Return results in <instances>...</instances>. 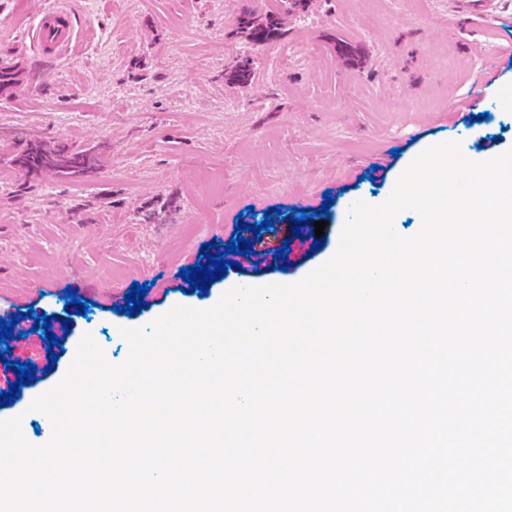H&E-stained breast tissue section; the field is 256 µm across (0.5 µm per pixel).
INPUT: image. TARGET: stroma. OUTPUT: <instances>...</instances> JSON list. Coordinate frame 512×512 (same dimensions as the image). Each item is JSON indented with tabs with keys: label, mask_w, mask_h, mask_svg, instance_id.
<instances>
[{
	"label": "stroma",
	"mask_w": 512,
	"mask_h": 512,
	"mask_svg": "<svg viewBox=\"0 0 512 512\" xmlns=\"http://www.w3.org/2000/svg\"><path fill=\"white\" fill-rule=\"evenodd\" d=\"M91 30L71 57L39 54L27 32L53 0H0V60L22 81L0 95V314L68 320L61 356L42 335L11 352L36 365L12 418L56 385L84 334L107 360L129 355L124 328H149L177 305L219 301L237 286L291 284L328 261L353 203L376 205L426 148L460 142L471 159L512 148V0L493 16L459 0H310L265 47L235 34L243 8L278 0H66ZM354 57L341 56L338 41ZM239 65L249 84L227 79ZM497 73L478 111L467 99L483 69ZM98 148L97 174L58 182L15 166L17 141ZM332 197L319 250L294 240L287 266L249 258L207 292L183 290L182 268L237 222L278 209L270 236ZM145 308L120 313L135 282ZM82 296L76 314L66 292Z\"/></svg>",
	"instance_id": "obj_1"
}]
</instances>
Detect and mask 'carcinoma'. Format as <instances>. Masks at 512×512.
<instances>
[{
	"instance_id": "carcinoma-1",
	"label": "carcinoma",
	"mask_w": 512,
	"mask_h": 512,
	"mask_svg": "<svg viewBox=\"0 0 512 512\" xmlns=\"http://www.w3.org/2000/svg\"><path fill=\"white\" fill-rule=\"evenodd\" d=\"M282 18L278 15H259L244 12L238 20L236 33L243 34L253 44L264 46L283 35ZM20 81L19 71L9 63L0 64V91L13 89ZM23 169L45 171L60 179L87 177L102 167L101 155L94 148L74 150L64 144L53 147L33 141L14 159Z\"/></svg>"
}]
</instances>
